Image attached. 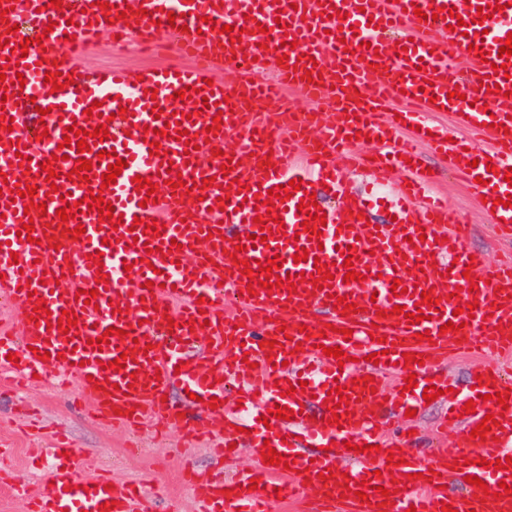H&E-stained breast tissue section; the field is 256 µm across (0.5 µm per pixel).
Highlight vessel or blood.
Returning <instances> with one entry per match:
<instances>
[{
  "label": "vessel or blood",
  "instance_id": "1",
  "mask_svg": "<svg viewBox=\"0 0 512 512\" xmlns=\"http://www.w3.org/2000/svg\"><path fill=\"white\" fill-rule=\"evenodd\" d=\"M48 2L11 0L7 17H0V84L7 94L4 115L12 121L11 130L0 127V172L8 186L0 193V300L24 316L20 334L0 330V370L12 372L20 385L53 372L77 376L96 418L133 430L147 418L192 438L223 430L213 451L221 459L232 458L230 444L248 446L257 459L253 469L212 479L187 472L198 512H269L276 499L293 501L306 491L311 512H442L446 503L454 512H512V469L493 466L512 457V406L494 398L507 380L485 363L478 368L480 387L456 389L441 372L453 352L485 360L512 355V258L490 265L473 254L469 226L449 224L446 207L421 201L435 177L414 160L416 142L426 139L467 182L485 179L479 195L495 202L492 222L512 237V205L502 204L512 196V183L504 179L512 170V78L491 68L500 61L512 71V56L499 54L512 32V0H108L105 9L96 0H62L59 10ZM490 4L493 17L476 23L478 8ZM452 11L465 21L464 31H448L445 17ZM24 22L48 31L25 53L19 48L25 31L7 30ZM224 24L242 30L241 40L219 33ZM105 30L123 41L135 34L158 41L191 64L171 63L138 76L116 67L80 70V51ZM394 34L398 44H388ZM287 39L295 41L294 50L284 51ZM472 46L484 63L463 79L450 78L449 55L468 57ZM312 68L322 74L319 83L301 78ZM264 69L274 71V82L252 80V72ZM50 70L72 77V84L51 92L44 82ZM20 75L21 86L15 83ZM180 90L191 104L182 121L175 116ZM286 90L326 101L335 121L323 122L314 111L269 110ZM394 100L404 105L398 118L381 120ZM32 104L45 109L43 123L30 122ZM439 110L458 127L489 138L491 152L480 155L448 142L447 129L431 119ZM217 117L221 129L209 133ZM101 124L108 139L88 138L85 152L64 141L70 126ZM181 128L187 132L182 140ZM401 130L412 131L413 140L400 142ZM358 132L380 137L375 160L354 155ZM229 136L237 150L226 177L221 166L228 159L218 151ZM155 140L161 148L156 156L150 152ZM82 158L92 163L85 178L73 171ZM114 159L126 166L115 184L103 186L101 175ZM46 163L56 181H48ZM357 163L368 165L381 186L391 168L405 169L404 195L419 200V207L401 210L397 223L375 226L354 203L327 210L321 233L303 231L308 215L298 205L306 192L317 183L342 188ZM138 175L156 184L153 200L136 191ZM176 178L183 185L175 189L170 182ZM293 179L301 180L299 191L270 200V190ZM201 183L207 186L202 195L194 190ZM29 185L35 197H20ZM89 192L111 202L122 217L119 226L83 204ZM39 202L45 212L36 210ZM66 203L76 212L68 223L56 214ZM151 221L162 225L161 233L145 231ZM29 222L35 229L26 238L21 231ZM79 224L84 234L71 238ZM264 227L267 240H256ZM238 236L246 238L247 249L233 258L226 245ZM302 251L308 260L294 262ZM96 254L101 262H93ZM352 254L356 262L344 268ZM442 254L456 264L439 276L431 264ZM277 255L283 260L278 276L290 277L296 290L249 294L242 262ZM351 269L363 281L345 282ZM397 279L405 288L399 295L391 291ZM81 289L96 290L94 301L78 297ZM425 290L437 307L420 306ZM228 293L239 303L231 316L224 313ZM340 296L357 305V313L337 306ZM42 300L47 308L40 312ZM175 303L180 312L170 323L166 315ZM470 303L473 313L464 314ZM397 305L421 312L422 321L394 315ZM315 308L325 310L326 319L313 318ZM66 310L75 311L77 324L64 333L56 323ZM328 323L336 330L321 337ZM447 323L459 325L460 333H441ZM111 327L123 330V337L95 346ZM326 346L341 347L348 362L324 355ZM375 352L381 355L376 363L368 359ZM408 352L415 363H406ZM118 358L124 368L110 369ZM411 374L417 385L409 389ZM302 381L307 387L301 392ZM232 384L244 387L241 398L228 394ZM338 385L346 394L335 393ZM432 385L447 406L441 427L453 435L449 445L425 455L413 434L389 444L392 416L425 408L422 394ZM174 388L182 390L181 399L163 401ZM343 398L351 412L332 423L331 410ZM470 400L475 410L463 414ZM313 403L323 407L316 422L308 417ZM277 404L292 410L291 419L268 417ZM489 414L498 417L490 439L471 438ZM347 442L355 449L342 462L334 447ZM267 444L294 462V470L260 463ZM49 454L51 485L30 512H101L111 502L114 512H131L136 487L108 491L104 478L82 479L81 457L70 442ZM392 455L401 466L389 464ZM326 471L331 478L325 482L319 475ZM469 475L480 485L466 483ZM451 479L462 483V493L445 491ZM503 483L510 493H500ZM383 486L390 495L380 494ZM362 489L368 492L364 501L356 496Z\"/></svg>",
  "mask_w": 512,
  "mask_h": 512
}]
</instances>
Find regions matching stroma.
Instances as JSON below:
<instances>
[{
	"mask_svg": "<svg viewBox=\"0 0 512 512\" xmlns=\"http://www.w3.org/2000/svg\"><path fill=\"white\" fill-rule=\"evenodd\" d=\"M161 60L159 54L139 52L133 42L125 49H113L106 33L101 35L98 45L80 56L85 66H123L134 73ZM420 162L441 171V161L429 149H422ZM348 182L355 197L369 201L374 223H391L390 213L401 191L399 180L380 187L375 185L370 172L356 169L350 173ZM436 190L447 202L449 222L471 225L472 248L484 251L492 261L512 256V241L496 238L490 217L479 205L477 189L441 171ZM78 396L77 385L62 388L49 381L18 393L0 387V441L10 442L13 448L9 465L0 476V512H25L15 483L25 484L33 493L44 489L47 470L32 467V451L47 447L51 436L57 433L67 434L83 453L81 477L89 479L101 471L111 474L113 481L123 483L152 474L155 481L145 490L141 512H194L193 491L180 475L183 465H191L202 473L230 475L252 463L246 453L233 461H217L204 444H186L174 432L159 439L148 428L134 438L141 444L142 453L129 454L126 445L132 438L119 428L93 422L85 410L77 407Z\"/></svg>",
	"mask_w": 512,
	"mask_h": 512,
	"instance_id": "1",
	"label": "stroma"
}]
</instances>
